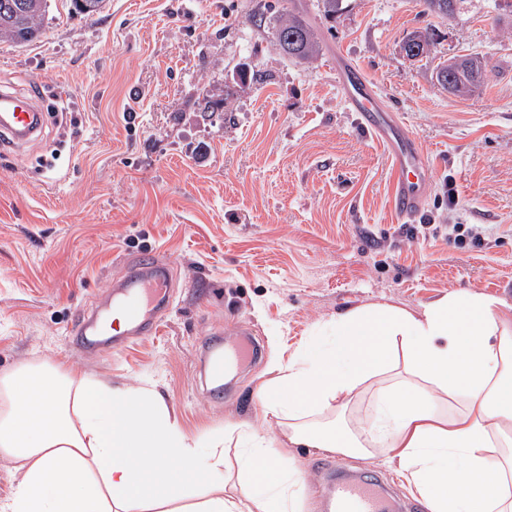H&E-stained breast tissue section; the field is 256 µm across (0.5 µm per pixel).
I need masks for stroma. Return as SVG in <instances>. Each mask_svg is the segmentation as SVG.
Returning a JSON list of instances; mask_svg holds the SVG:
<instances>
[{
	"instance_id": "1",
	"label": "stroma",
	"mask_w": 512,
	"mask_h": 512,
	"mask_svg": "<svg viewBox=\"0 0 512 512\" xmlns=\"http://www.w3.org/2000/svg\"><path fill=\"white\" fill-rule=\"evenodd\" d=\"M291 2L322 43L309 64L276 46ZM427 26L430 56L407 59L403 42ZM465 54L488 70L461 100L435 73ZM340 56L425 152V204L409 222L390 210L387 153L336 87ZM1 87L38 89L48 116L37 138L0 153V373L46 361L109 384L149 381L186 432L203 434L259 420L270 362L327 339L348 308L416 311L451 292L512 304V0H464L451 19L423 15L418 0H342L330 18L319 0H107L90 16L49 0L38 40L0 42ZM206 98L223 109L203 115ZM452 224L479 225L480 240L449 242ZM144 252L172 271L156 332L109 354L79 349L78 311L111 308L113 284ZM245 332L261 356L232 366V387L212 398L199 340L229 348ZM288 455L310 484L306 512H325L327 479L349 472L416 512L382 460Z\"/></svg>"
}]
</instances>
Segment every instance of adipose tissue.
<instances>
[{
  "label": "adipose tissue",
  "mask_w": 512,
  "mask_h": 512,
  "mask_svg": "<svg viewBox=\"0 0 512 512\" xmlns=\"http://www.w3.org/2000/svg\"><path fill=\"white\" fill-rule=\"evenodd\" d=\"M327 327L331 347L269 368L260 423L214 435L187 433L148 384L108 387L48 362L0 374V456L19 477L0 512H303L296 446L386 457L429 512H512V312L450 293ZM366 395L373 412L352 423Z\"/></svg>",
  "instance_id": "obj_1"
}]
</instances>
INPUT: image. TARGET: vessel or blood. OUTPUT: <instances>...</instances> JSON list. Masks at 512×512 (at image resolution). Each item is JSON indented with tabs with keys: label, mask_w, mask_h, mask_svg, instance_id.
Wrapping results in <instances>:
<instances>
[{
	"label": "vessel or blood",
	"mask_w": 512,
	"mask_h": 512,
	"mask_svg": "<svg viewBox=\"0 0 512 512\" xmlns=\"http://www.w3.org/2000/svg\"><path fill=\"white\" fill-rule=\"evenodd\" d=\"M336 82L363 127L386 150L395 175L390 206L399 221H406L419 211L423 202L420 186L429 178L416 140L403 133L398 117L384 105L376 87L358 66L337 62ZM45 120L44 112L39 111L29 97L0 89L1 151L35 137ZM135 264L134 275L118 284V308L126 317L124 335L99 339L93 321L81 315L76 321V334L82 348L106 354L117 349L125 336H140L156 330L157 316L169 302L170 266L151 252L140 254ZM251 356V343L238 344L213 357L209 371L212 377L223 378L229 364ZM333 500L335 512H386L381 491L371 482L337 484Z\"/></svg>",
	"instance_id": "obj_1"
}]
</instances>
